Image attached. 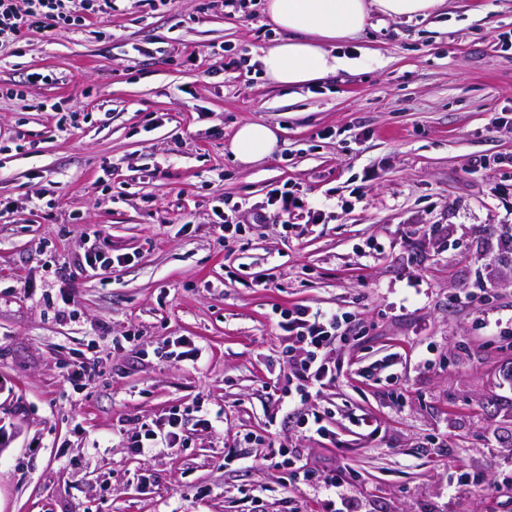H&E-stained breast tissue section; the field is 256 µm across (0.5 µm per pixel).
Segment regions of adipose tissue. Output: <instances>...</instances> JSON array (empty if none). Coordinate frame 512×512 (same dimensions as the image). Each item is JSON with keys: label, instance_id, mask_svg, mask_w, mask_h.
Instances as JSON below:
<instances>
[{"label": "adipose tissue", "instance_id": "1", "mask_svg": "<svg viewBox=\"0 0 512 512\" xmlns=\"http://www.w3.org/2000/svg\"><path fill=\"white\" fill-rule=\"evenodd\" d=\"M444 0H267L271 22L287 34L286 40L265 50L260 58L273 84L303 86L336 71L343 63L334 55L336 43L365 29L370 12L390 18L428 15ZM279 129L267 122H246L236 130L229 150L247 165L270 156L277 147Z\"/></svg>", "mask_w": 512, "mask_h": 512}]
</instances>
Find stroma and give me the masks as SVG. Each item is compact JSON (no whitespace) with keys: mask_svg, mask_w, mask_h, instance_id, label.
I'll return each mask as SVG.
<instances>
[{"mask_svg":"<svg viewBox=\"0 0 512 512\" xmlns=\"http://www.w3.org/2000/svg\"><path fill=\"white\" fill-rule=\"evenodd\" d=\"M511 31L512 0L374 13L336 47L343 68L300 87L262 75L283 34L261 2L121 0L87 32L1 48L0 512H320L324 492L273 444L344 473L353 512H512ZM220 49L248 78L207 74ZM247 121L280 132L244 166L228 144ZM283 183L323 219L283 227L266 204ZM219 199L266 221L223 240ZM93 244L126 263L85 266ZM296 304L355 318L335 384L308 403L332 442L278 402L273 310ZM180 336L198 364L169 358ZM91 354L96 376L73 389L66 364ZM199 406L223 422L189 424L169 453L127 448ZM458 467L487 483L454 490ZM295 415L297 418L296 425L305 433V436L309 434V436L316 435L319 438L330 442L334 440L335 432L329 429L323 417L324 415L320 414V412L307 410L300 411Z\"/></svg>","mask_w":512,"mask_h":512,"instance_id":"stroma-1","label":"stroma"}]
</instances>
